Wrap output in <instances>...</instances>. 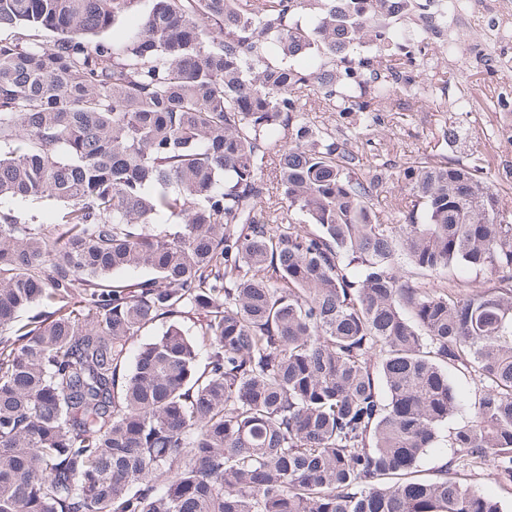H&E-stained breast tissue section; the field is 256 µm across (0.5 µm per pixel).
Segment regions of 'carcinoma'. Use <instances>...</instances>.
I'll return each instance as SVG.
<instances>
[{"label":"carcinoma","mask_w":512,"mask_h":512,"mask_svg":"<svg viewBox=\"0 0 512 512\" xmlns=\"http://www.w3.org/2000/svg\"><path fill=\"white\" fill-rule=\"evenodd\" d=\"M432 3L0 0V512H503L448 477L512 482L499 195L415 158L389 224L357 133L309 119L417 95ZM44 199L53 224L3 207ZM454 370L473 419L413 478ZM446 445L441 444V447L431 450L428 452L420 461L419 466L417 468L418 473L415 475L420 477H428L432 474H435L437 470L449 459L452 454V448H446Z\"/></svg>","instance_id":"1"}]
</instances>
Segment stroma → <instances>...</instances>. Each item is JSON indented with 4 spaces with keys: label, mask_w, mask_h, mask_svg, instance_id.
<instances>
[{
    "label": "stroma",
    "mask_w": 512,
    "mask_h": 512,
    "mask_svg": "<svg viewBox=\"0 0 512 512\" xmlns=\"http://www.w3.org/2000/svg\"><path fill=\"white\" fill-rule=\"evenodd\" d=\"M460 44V52L451 59L439 56L434 41L426 52L433 55L436 67L447 68L449 98L467 95L474 103L472 111L440 112L434 105L404 97L402 107L380 113L375 125L361 130L360 150L370 159L377 150L390 147L384 158L389 170L422 155L442 153L452 161L477 155L485 181L512 217V72L487 69L484 52L472 50L468 37H461ZM445 126L457 127L456 142L442 141L440 130Z\"/></svg>",
    "instance_id": "1"
}]
</instances>
